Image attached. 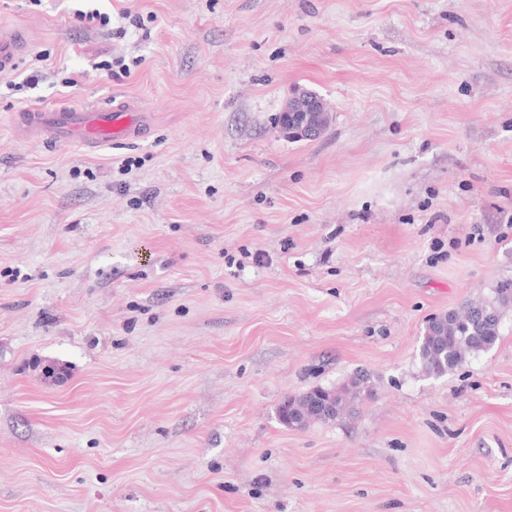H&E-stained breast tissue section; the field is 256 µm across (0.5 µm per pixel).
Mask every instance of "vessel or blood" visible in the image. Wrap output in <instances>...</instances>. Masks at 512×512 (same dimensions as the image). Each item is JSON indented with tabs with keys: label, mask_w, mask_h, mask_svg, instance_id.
Masks as SVG:
<instances>
[{
	"label": "vessel or blood",
	"mask_w": 512,
	"mask_h": 512,
	"mask_svg": "<svg viewBox=\"0 0 512 512\" xmlns=\"http://www.w3.org/2000/svg\"><path fill=\"white\" fill-rule=\"evenodd\" d=\"M26 47L22 29L0 27V72L13 70ZM20 123L42 138L55 143H75L95 151L115 140L142 137L148 123L130 99L104 106L67 105L54 109L26 108Z\"/></svg>",
	"instance_id": "obj_1"
}]
</instances>
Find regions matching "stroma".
<instances>
[{"label": "stroma", "instance_id": "1", "mask_svg": "<svg viewBox=\"0 0 512 512\" xmlns=\"http://www.w3.org/2000/svg\"><path fill=\"white\" fill-rule=\"evenodd\" d=\"M93 5L0 0V512H512V306L418 359L512 281V0ZM302 88L314 140L276 123ZM116 97L144 138L16 126ZM360 372L350 413L280 423ZM26 46L22 29L0 27V72L13 70ZM496 303L470 302L462 311L433 317L419 345L422 372L441 377L461 364L467 353L491 349L500 336L501 308L512 304V282L496 289Z\"/></svg>", "mask_w": 512, "mask_h": 512}]
</instances>
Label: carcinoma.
Returning a JSON list of instances; mask_svg holds the SVG:
<instances>
[{"instance_id": "1", "label": "carcinoma", "mask_w": 512, "mask_h": 512, "mask_svg": "<svg viewBox=\"0 0 512 512\" xmlns=\"http://www.w3.org/2000/svg\"><path fill=\"white\" fill-rule=\"evenodd\" d=\"M496 303L471 302L460 311L452 310L428 321L419 345L422 372L441 377L461 364L468 353L491 349L500 336L501 308L512 304V282L496 289ZM336 399V415L324 417L310 408L314 394ZM371 393L369 378L356 375L336 388L314 387L298 397L283 400L278 412L288 410V423L302 429L314 422L338 419L354 402Z\"/></svg>"}]
</instances>
